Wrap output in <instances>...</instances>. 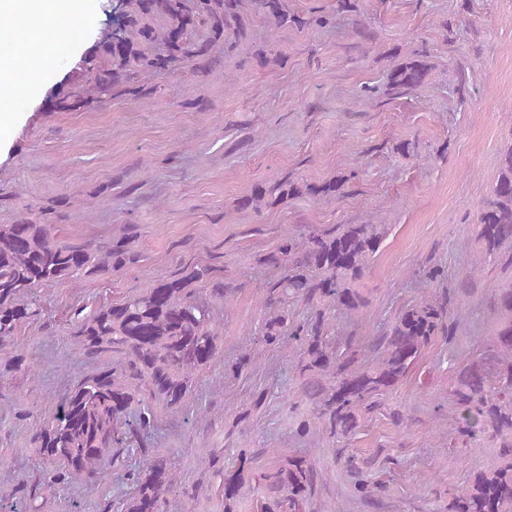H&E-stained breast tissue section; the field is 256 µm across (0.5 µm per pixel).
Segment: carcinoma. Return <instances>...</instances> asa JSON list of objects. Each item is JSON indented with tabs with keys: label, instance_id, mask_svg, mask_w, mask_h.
<instances>
[{
	"label": "carcinoma",
	"instance_id": "obj_1",
	"mask_svg": "<svg viewBox=\"0 0 512 512\" xmlns=\"http://www.w3.org/2000/svg\"><path fill=\"white\" fill-rule=\"evenodd\" d=\"M255 18L277 30L304 29L332 25L336 14L308 18L292 11L288 0H121L112 32L100 41L99 57L86 60L87 96L60 105L91 108L117 95L152 97L158 86L147 80L158 74L198 81L224 66V56L247 39ZM426 57L422 50L393 62L384 86L367 85L361 96L370 101L380 93L416 92L432 69ZM345 183L336 178L318 184L288 178L260 182L238 208L258 213L298 195L337 199L344 196ZM68 204L69 197L61 196L13 224H0V346H9L0 357V376L38 377L18 340L23 326L44 315L38 289L101 279L139 261L137 234L129 224L102 242L58 236L51 215ZM475 224L474 267L492 261L512 269V143L499 155ZM385 233L384 224L290 230L264 259L283 272L264 284L260 343L272 352L286 348L297 358L301 403L289 412L300 438L349 439L363 413L379 406L408 375L432 339L441 336L451 345L457 336L460 321L449 289L403 307L375 336H329L335 312L351 319L368 304L356 283ZM421 278L439 286L447 274L438 265H425ZM197 283L206 285L205 296L194 288ZM235 290L233 283L212 276L208 265L197 263L83 316L71 332L72 344L91 361L110 358L112 363L84 377L39 420L34 444L46 477L33 487L19 486V498L34 500L41 490L79 481L100 484L120 466L133 492L117 512H162L177 479L169 458L147 448L152 403L173 415L182 413L194 377L220 358L214 306L229 301ZM491 292L497 311L488 337L492 364L471 360L456 367L449 396L461 411V441L487 434L496 441L499 457L474 471L448 512H512V282L499 283ZM298 302L305 312L293 319L288 307ZM135 453L140 459L126 463ZM250 459L248 450H239V466L224 480V512H236L240 490L250 480L266 490L259 512H307L318 476L311 463L295 457L255 475L248 469Z\"/></svg>",
	"mask_w": 512,
	"mask_h": 512
}]
</instances>
